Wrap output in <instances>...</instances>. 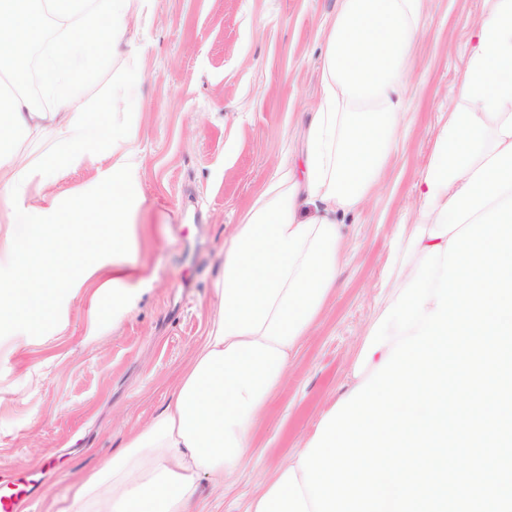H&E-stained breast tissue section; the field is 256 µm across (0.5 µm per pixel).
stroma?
<instances>
[{
    "label": "stroma",
    "instance_id": "1",
    "mask_svg": "<svg viewBox=\"0 0 512 512\" xmlns=\"http://www.w3.org/2000/svg\"><path fill=\"white\" fill-rule=\"evenodd\" d=\"M337 0H153L136 42L127 114L138 128L135 244L126 248L134 309L70 303L63 330L32 331L25 348L0 338V481L21 512H61L76 483L171 399L177 375L215 310L222 249L286 154H299L320 91L321 27ZM487 0H426L428 26L408 74L409 130L382 182L341 216L348 258L340 285L305 336L287 381L261 415L249 464L202 512H246L278 466L302 447L350 384L379 313L396 232L416 211L437 124L457 98L470 36ZM99 334L88 339L90 317Z\"/></svg>",
    "mask_w": 512,
    "mask_h": 512
}]
</instances>
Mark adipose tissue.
I'll use <instances>...</instances> for the list:
<instances>
[{"instance_id": "ef3b65f1", "label": "adipose tissue", "mask_w": 512, "mask_h": 512, "mask_svg": "<svg viewBox=\"0 0 512 512\" xmlns=\"http://www.w3.org/2000/svg\"><path fill=\"white\" fill-rule=\"evenodd\" d=\"M152 0H0V133L37 130L30 150L0 153V200L21 224L0 229V323L14 335L64 325L70 300L112 299L119 319L136 305L120 248L139 210L132 126L112 132L104 182L31 201L33 185L98 162L100 128L81 76L129 44ZM425 0H338L323 25L321 88L304 134L302 163L284 158L243 213L215 280L217 307L172 401L75 488L66 512H198L202 477L223 483L245 466L253 430L285 382L302 341L335 292L346 256L339 215L374 192L405 120L412 48ZM42 59L53 111L17 87L47 28ZM512 143V0H490L470 47L459 100L445 113L415 183L416 218L387 260L383 305L395 302L420 260L446 238L430 236L441 208L479 167ZM298 453L251 499L246 512H313Z\"/></svg>"}]
</instances>
